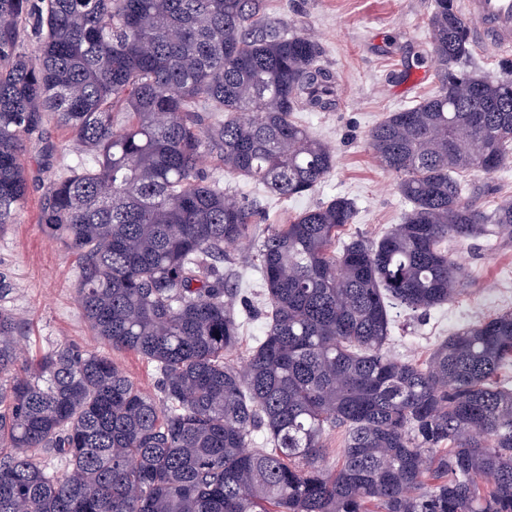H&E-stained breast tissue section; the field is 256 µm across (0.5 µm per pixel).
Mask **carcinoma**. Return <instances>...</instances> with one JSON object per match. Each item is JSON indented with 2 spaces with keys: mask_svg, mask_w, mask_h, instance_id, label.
Masks as SVG:
<instances>
[{
  "mask_svg": "<svg viewBox=\"0 0 512 512\" xmlns=\"http://www.w3.org/2000/svg\"><path fill=\"white\" fill-rule=\"evenodd\" d=\"M470 25L434 0L438 90L368 135L400 176L403 223L338 250L355 208L336 197L270 227L266 333L236 365L248 303L224 260L256 203L202 164L278 196L313 191L336 155L294 113L336 106L322 47L267 0H0V229L26 199V141L55 122L79 161L48 186L40 224L82 260L91 333L151 363L161 393L73 344L24 361L23 321L1 307L0 512H512V387L496 383L512 311L422 365L385 351L389 304L429 310L464 290L448 240L512 239V201L488 213L461 180L512 159V62L469 71ZM259 431L272 448L254 447Z\"/></svg>",
  "mask_w": 512,
  "mask_h": 512,
  "instance_id": "carcinoma-1",
  "label": "carcinoma"
}]
</instances>
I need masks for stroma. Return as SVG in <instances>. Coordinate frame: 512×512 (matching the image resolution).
I'll return each mask as SVG.
<instances>
[{"instance_id": "35a3bbf8", "label": "stroma", "mask_w": 512, "mask_h": 512, "mask_svg": "<svg viewBox=\"0 0 512 512\" xmlns=\"http://www.w3.org/2000/svg\"><path fill=\"white\" fill-rule=\"evenodd\" d=\"M433 0H269L272 17L291 31L316 39L324 64L336 77L337 105L329 112H299L295 119L336 151V165L312 192L282 198L253 182L208 165L260 214L248 238L230 255L253 305L263 303L257 250L272 224L345 197L355 217L339 237L379 239L402 223L410 205L401 196L397 176L381 166L367 148L370 131L391 112L411 106L439 86V65L426 24ZM77 161L67 130L48 126L31 138L22 156L30 195L14 224L0 232V275L13 291L0 306L26 322L23 357L32 359L58 344L73 342L96 351L119 366L145 392L158 395L154 368L137 353L104 344L89 331L76 302L78 259L46 237L39 223L41 199L50 181ZM486 210L512 200V162L497 171L465 176ZM448 249L467 271V286L452 302L424 313L391 306L387 352L394 358L425 363L435 345L458 329L495 313L512 310V239L484 236L469 242L449 241Z\"/></svg>"}]
</instances>
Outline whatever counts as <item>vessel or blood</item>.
<instances>
[{
    "label": "vessel or blood",
    "mask_w": 512,
    "mask_h": 512,
    "mask_svg": "<svg viewBox=\"0 0 512 512\" xmlns=\"http://www.w3.org/2000/svg\"><path fill=\"white\" fill-rule=\"evenodd\" d=\"M471 35L483 46L512 54V0H463Z\"/></svg>",
    "instance_id": "obj_1"
}]
</instances>
